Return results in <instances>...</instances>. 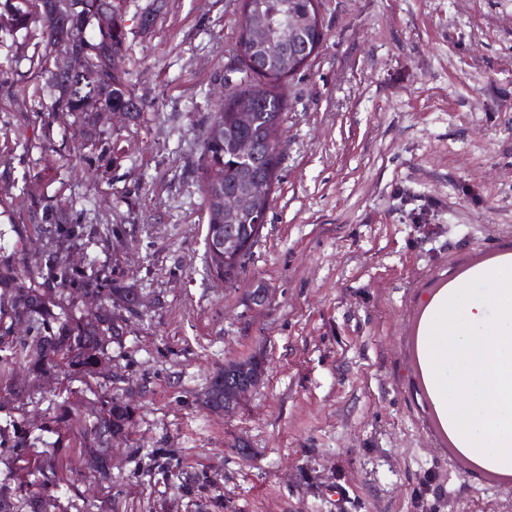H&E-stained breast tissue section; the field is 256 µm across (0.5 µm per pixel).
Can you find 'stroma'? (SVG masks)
Here are the masks:
<instances>
[{"label":"stroma","mask_w":512,"mask_h":512,"mask_svg":"<svg viewBox=\"0 0 512 512\" xmlns=\"http://www.w3.org/2000/svg\"><path fill=\"white\" fill-rule=\"evenodd\" d=\"M148 2L125 15L148 107L103 124L117 163L71 169L76 134L25 148L44 79L24 62L22 88L0 85L5 246L34 236L52 195L127 228L121 253L88 248L144 297L108 367L134 409L112 512H512V489L449 462L405 358L434 276L512 237V0H320L325 39L282 87L279 181L231 286L205 271L191 167L212 103L240 79V3L164 0L144 29ZM239 358L265 365L262 384L232 413L200 406ZM66 384L37 385L23 417L41 423ZM63 475L68 512H87L99 495L78 451Z\"/></svg>","instance_id":"1"}]
</instances>
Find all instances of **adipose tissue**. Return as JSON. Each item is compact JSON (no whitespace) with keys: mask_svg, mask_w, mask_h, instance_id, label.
Here are the masks:
<instances>
[{"mask_svg":"<svg viewBox=\"0 0 512 512\" xmlns=\"http://www.w3.org/2000/svg\"><path fill=\"white\" fill-rule=\"evenodd\" d=\"M499 296L487 290L457 309L448 305L447 288L424 292L417 363L421 375L442 381L426 396L440 425L458 416L459 452L512 476V312L500 311Z\"/></svg>","mask_w":512,"mask_h":512,"instance_id":"adipose-tissue-1","label":"adipose tissue"}]
</instances>
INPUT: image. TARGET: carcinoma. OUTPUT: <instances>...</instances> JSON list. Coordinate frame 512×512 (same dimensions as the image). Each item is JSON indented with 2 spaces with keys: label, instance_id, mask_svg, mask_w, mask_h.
I'll return each mask as SVG.
<instances>
[{
  "label": "carcinoma",
  "instance_id": "carcinoma-1",
  "mask_svg": "<svg viewBox=\"0 0 512 512\" xmlns=\"http://www.w3.org/2000/svg\"><path fill=\"white\" fill-rule=\"evenodd\" d=\"M36 0H0V46L18 45V34L30 36L38 27L30 64L44 75L37 89L41 118L40 140L54 145L56 109L68 110L72 125L86 138L90 153L78 149L70 155L72 168L92 164L114 152L112 136L99 125V111L125 110L130 120L143 114L145 102L133 90L131 76L136 60L129 53L124 24V0H57L63 23L41 14ZM261 34L262 49L240 59L244 77L225 94L218 112L203 127L192 174L202 191L206 214L204 265L207 274L226 284L238 281L245 263L224 264L207 240L213 224H247L254 232L255 211L264 200L239 201L224 210L221 194L237 195L248 181H261L273 189L284 152L281 127L287 103L282 84L302 66L282 51L288 34L295 33L297 47L312 55L324 40L318 0H245ZM80 50L85 66L81 79L71 81L62 72L68 47ZM248 111L251 122H239L238 112ZM247 139L254 156L240 160L237 147ZM35 228L46 230L54 246L40 251L27 248L18 237L8 254H0V351H9L22 368L47 378L64 372L87 385L104 377L101 365L112 360V346H122L125 322L139 316L134 309L138 290L116 276L115 268L95 256L75 264L70 254L95 242L102 249L126 234L123 224H89L86 209L46 203L35 213ZM29 390L0 372V463L24 461L30 448H40L32 465L14 482L0 484V512H17L18 502L28 512H57L61 503L59 469L70 447L67 431L77 427L79 447L94 480L112 486L107 454L126 439L133 408L125 400L103 393L99 406L81 418H71L72 408L61 403L54 414L35 429L15 416V402ZM209 411L224 409V375L217 372L200 396Z\"/></svg>",
  "mask_w": 512,
  "mask_h": 512
}]
</instances>
